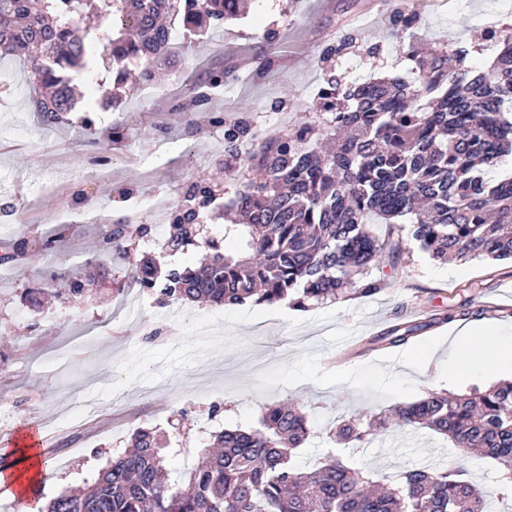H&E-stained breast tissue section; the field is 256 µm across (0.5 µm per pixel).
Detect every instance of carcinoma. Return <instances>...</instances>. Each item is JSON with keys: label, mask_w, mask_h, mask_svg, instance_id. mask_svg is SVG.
I'll return each mask as SVG.
<instances>
[{"label": "carcinoma", "mask_w": 512, "mask_h": 512, "mask_svg": "<svg viewBox=\"0 0 512 512\" xmlns=\"http://www.w3.org/2000/svg\"><path fill=\"white\" fill-rule=\"evenodd\" d=\"M247 0H0V59L23 53L36 92L40 125L54 128L75 111V76L95 75L96 56L116 85L129 65L156 81L155 63L173 53V27L199 37L245 15ZM93 15L99 24L79 31L76 21ZM417 18L394 6L388 36L411 39ZM360 45L372 56L377 42L350 31L319 53L329 112L272 133L238 117L224 130V155L245 171L224 202V236L241 251L227 254L208 237L199 266L161 274L155 261L137 259L152 228L117 218L104 224L91 259L99 270L128 267L140 287L159 303L187 301L236 305L291 300L301 307L380 290L368 274L386 252L400 254L411 242L438 260L512 259V175L493 177L500 158L512 154V51L488 68L477 49L440 43L428 55L408 53L415 84L389 74L349 80L325 63ZM211 84L238 80L225 68L206 72ZM191 205L177 207L162 252L200 246V211L211 191L198 181L186 192ZM378 219L408 227L407 238L379 239L369 229ZM18 240L0 254L13 264L26 252ZM427 324L400 325L388 344L404 342ZM415 426L448 438L498 468L512 490V382L450 396L431 391L396 405L367 423L351 419L332 432L360 446L372 431ZM310 436L308 413L298 405L264 408L261 428H226L201 450L195 465L171 481L166 468L169 437L138 427L127 448L109 457L91 483L65 488L42 512H485V499L462 467L428 465L403 472L384 490L372 489L362 467L325 459L303 467L298 451Z\"/></svg>", "instance_id": "obj_1"}]
</instances>
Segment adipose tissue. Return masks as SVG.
<instances>
[{
  "instance_id": "1",
  "label": "adipose tissue",
  "mask_w": 512,
  "mask_h": 512,
  "mask_svg": "<svg viewBox=\"0 0 512 512\" xmlns=\"http://www.w3.org/2000/svg\"><path fill=\"white\" fill-rule=\"evenodd\" d=\"M474 334L473 328L462 326L449 337L453 355L448 364L449 380L462 382L512 374V337L500 335L492 328L486 329L483 340H475Z\"/></svg>"
}]
</instances>
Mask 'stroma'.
I'll return each instance as SVG.
<instances>
[{
	"label": "stroma",
	"mask_w": 512,
	"mask_h": 512,
	"mask_svg": "<svg viewBox=\"0 0 512 512\" xmlns=\"http://www.w3.org/2000/svg\"><path fill=\"white\" fill-rule=\"evenodd\" d=\"M414 43H479L487 22L512 24V0H427L417 6ZM389 7L383 0H256L250 14L226 23L212 38L177 42L181 62L161 70L159 84L142 88L92 127L83 112L67 124L41 129L19 63L0 66V225L13 235L29 229L60 231L57 258H26L0 278V406L15 409L13 426L32 423L49 435L52 448L69 449L66 466L51 464V479L38 494L47 502L67 487L89 482L107 456L125 447L140 426L168 428L185 411L191 453L169 460L171 475L193 465L209 442L211 417L226 428L254 429L265 406L303 403L311 408L312 437L300 450L302 464L341 455L392 483L411 466L428 462L463 466L479 492L497 498L502 489L488 461L465 455L425 428L376 432L359 448L339 449L326 434L338 422L409 403L430 390L463 394L491 382L448 379V332L467 323L493 326L512 336V263L433 260L417 246L385 255L373 273L383 287L374 294L301 309L273 305L158 304L153 292L134 284L126 267L113 264L103 279L87 266L102 215L118 217L125 190L160 186L177 191L193 177H207L233 193L224 168V130L210 114L191 123L164 113L177 75L222 65L231 54L252 60L256 36L277 35L269 78H251L224 96L212 111L243 112L264 130L275 126L265 106L275 99L297 103L291 118H314L320 106L317 63L321 41L358 29L380 42L372 57L359 53L350 72L364 79L393 72L411 77L405 46L386 35ZM87 203H77V194ZM80 275L91 287L79 298L62 295L31 309L41 288L61 289ZM429 322L407 342L368 350V339L397 325ZM429 352L428 367L412 355ZM102 379L112 391L98 416L85 426H59L57 415L79 401L88 382Z\"/></svg>",
	"instance_id": "1"
}]
</instances>
